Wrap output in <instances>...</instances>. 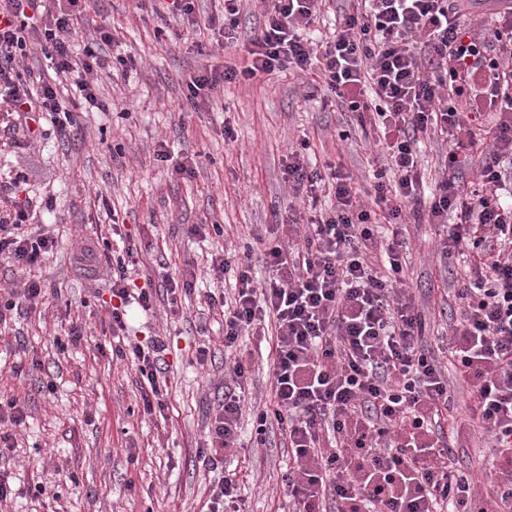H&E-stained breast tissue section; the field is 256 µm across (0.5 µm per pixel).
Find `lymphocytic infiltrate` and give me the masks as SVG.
<instances>
[{"instance_id": "1", "label": "lymphocytic infiltrate", "mask_w": 512, "mask_h": 512, "mask_svg": "<svg viewBox=\"0 0 512 512\" xmlns=\"http://www.w3.org/2000/svg\"><path fill=\"white\" fill-rule=\"evenodd\" d=\"M333 35L305 38L326 0H260L261 34L246 66L210 69L187 85V102L230 83L276 71L318 70L324 88L370 129L378 149L374 195L362 199L350 175L306 162L307 140L288 153V183L315 207L331 180L335 205L305 224L283 225L261 238L273 277L256 286L237 252L211 258L212 276L236 271L232 297L208 294L224 313V346L270 327L272 397L255 414V440L270 429L288 440L283 477L292 512H512V0H349ZM87 0H0V104L26 119L50 120L73 134V110L60 86L29 92L20 73L39 42L56 74L71 78L79 103L97 108L106 61L97 47L74 56V17ZM481 9L483 30L466 18ZM445 136L441 177L423 186L419 149ZM472 173L462 183L464 173ZM425 209L444 227L442 253L466 263L449 321L445 349L433 348L405 287L407 210ZM31 200L16 202L0 220V257L20 269L38 265L53 237L32 236ZM133 246L112 257L108 313L113 332L125 330L126 307L155 303V288L132 289ZM142 378L140 408H167L163 340L116 345ZM251 354L229 367L224 399L199 451L209 471L237 457L240 422L251 402ZM469 393V412H454L452 385ZM487 439L497 460L486 493L457 469L454 448L473 435Z\"/></svg>"}]
</instances>
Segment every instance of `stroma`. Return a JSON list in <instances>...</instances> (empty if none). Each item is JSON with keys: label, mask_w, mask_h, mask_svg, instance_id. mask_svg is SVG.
<instances>
[{"label": "stroma", "mask_w": 512, "mask_h": 512, "mask_svg": "<svg viewBox=\"0 0 512 512\" xmlns=\"http://www.w3.org/2000/svg\"><path fill=\"white\" fill-rule=\"evenodd\" d=\"M112 36L101 52L132 59L127 71L102 76L99 109H78L79 134L61 140L49 131L30 138L23 116L0 105V213L32 197L37 222L56 239L53 253L30 274L0 260V285L39 280L42 304L22 308L0 323V398L20 399L25 425L8 450L16 497L7 512H200L207 492L198 458L224 396L232 359L222 343L221 309L208 307L212 254L228 247L248 252L256 237L277 225L305 219L301 199L288 186L286 156L307 135L311 164H334L354 187L370 182L371 147L361 132L340 140L352 116L325 104L314 75L277 71L247 84L225 85L197 111L185 104L187 84L200 72L249 60L246 47L261 33L257 0H243L235 39L218 29H191L152 12L149 0H94L79 17L73 39L83 50L97 28ZM235 139H224L225 128ZM169 161H160L158 150ZM193 157L196 174L184 179L174 162ZM116 209L136 245L137 285L180 280L197 272L195 291L178 314L156 306L128 309L126 335L146 343L162 337L169 392L164 416L136 411L137 375L128 362L101 353L112 342L105 302L112 264L103 240L122 249L105 215ZM193 224H219L223 235L190 234ZM406 228L410 255L407 286L432 331L445 332L443 309L454 303L455 274L463 264L444 258L438 229L416 216ZM83 326L81 343L68 342ZM210 341L207 367L195 362L199 341ZM250 474L242 486L248 512H289L282 477L288 442L271 433L254 447L252 417H243Z\"/></svg>", "instance_id": "stroma-1"}]
</instances>
